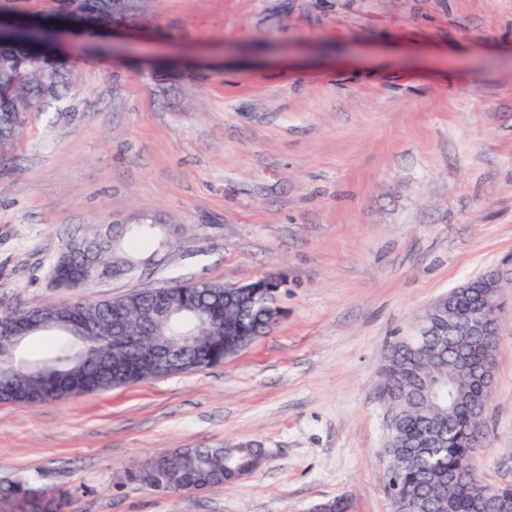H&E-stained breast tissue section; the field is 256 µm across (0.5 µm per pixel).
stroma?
<instances>
[{"label":"stroma","instance_id":"35a3bbf8","mask_svg":"<svg viewBox=\"0 0 512 512\" xmlns=\"http://www.w3.org/2000/svg\"><path fill=\"white\" fill-rule=\"evenodd\" d=\"M67 98L0 166V311L61 300L88 225L151 228L99 299L284 271L285 314L223 364L0 403V480L78 512H392L378 369L425 309L512 257V0H147L129 32L57 36ZM482 484L512 482V288ZM252 441L254 474L157 494L153 452Z\"/></svg>","mask_w":512,"mask_h":512}]
</instances>
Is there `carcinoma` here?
<instances>
[{
    "mask_svg": "<svg viewBox=\"0 0 512 512\" xmlns=\"http://www.w3.org/2000/svg\"><path fill=\"white\" fill-rule=\"evenodd\" d=\"M129 17L120 0H59L55 14L33 18L39 29L65 23L96 30ZM68 65L50 44L28 37L0 40V160L11 158L26 115L37 102L54 94L60 100L68 88ZM72 270L97 284L106 273L122 274L130 261L115 254L112 228L93 230L72 240ZM239 289L208 281H174L167 288L125 294L112 299L86 298L68 306L73 321L89 322L91 333L74 336L48 323L41 331L60 338L43 357L28 360L19 345L0 357V403L37 404L66 398L61 376L84 384L83 393L126 386L148 379L205 369L235 357L277 325L274 298L243 301ZM474 295H456V316L468 319ZM456 375L454 356L441 346L429 348L417 339L407 346L394 342L380 367L382 401L400 403L392 439L382 451L384 494L389 489L414 501L417 512H512V484L481 492L478 467L470 458L468 436L477 420L461 404L448 415L447 389L436 406L423 400L420 378ZM264 461L258 445L237 443L224 448H182L158 452L126 472L125 484L159 494L203 491L256 472ZM0 499L27 507L25 512H64L74 504L62 490L39 498L28 481L0 482Z\"/></svg>",
    "mask_w": 512,
    "mask_h": 512,
    "instance_id": "1",
    "label": "carcinoma"
}]
</instances>
